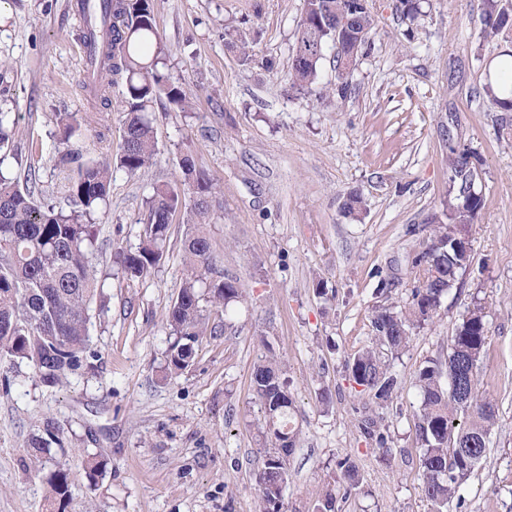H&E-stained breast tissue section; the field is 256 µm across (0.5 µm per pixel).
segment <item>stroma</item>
<instances>
[{"instance_id":"obj_1","label":"stroma","mask_w":512,"mask_h":512,"mask_svg":"<svg viewBox=\"0 0 512 512\" xmlns=\"http://www.w3.org/2000/svg\"><path fill=\"white\" fill-rule=\"evenodd\" d=\"M369 7L376 31L346 97L320 101L291 86L304 0H154L162 69L192 90V105L155 102L151 165L136 177L114 170L94 217L92 263L105 298L90 313L89 367L47 387L24 366L0 385V512H44L46 478L60 464L74 512H262L256 474L266 449L251 373L269 352L284 366L298 431L280 512H314L331 484L339 512H431L416 381L430 360L446 358L477 305L489 328L479 388L497 422L448 512H512V112L486 92L493 61L512 51V31L483 39L481 0H424L413 22L394 0ZM228 20L255 31L266 66L243 63L226 44ZM81 26L70 0H0V113L17 121L0 171L35 172L36 198L59 208L69 205L61 155L113 158L121 148L122 88L100 98L88 86ZM102 110L109 130L101 141L86 118ZM64 112L82 118L67 142ZM452 144L479 166L483 208L468 229L470 262L434 317L388 356L397 389L381 402L347 365L372 345L376 308L411 299V260L448 211ZM187 153L220 187L212 248L248 302L216 316L217 333L199 344L194 364L168 378L163 315L182 281L184 213L147 277L123 279L113 255L138 244L146 197L179 179ZM352 191L364 200L355 218L341 208ZM367 415L384 442L363 433ZM48 418L64 445L43 457L28 440ZM89 451L108 461L94 485ZM345 458L359 470L353 488L338 466Z\"/></svg>"}]
</instances>
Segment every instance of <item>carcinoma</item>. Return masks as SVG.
Returning <instances> with one entry per match:
<instances>
[{"mask_svg":"<svg viewBox=\"0 0 512 512\" xmlns=\"http://www.w3.org/2000/svg\"><path fill=\"white\" fill-rule=\"evenodd\" d=\"M343 0H305L291 64L292 87L318 98H344L348 85L319 86V67L328 48L347 55L363 49L375 31L370 11L356 17L342 12ZM109 35L99 48L100 87H123L122 149L112 162L85 161L79 151H70L62 161L75 165L68 182L71 208L55 209L34 199L35 179L20 183L0 171V365L18 372L25 365L34 377L54 387L76 373L86 362L90 305L102 294L91 273L89 258L97 251L92 215L106 203L112 183V166L135 176L151 162L156 142L149 112L162 96L184 109L189 106V88L169 82L158 68L164 47L158 40L153 0H107ZM484 37L494 38L512 27V11L498 0H485ZM224 36L239 49L244 62L254 61L248 33L237 26H224ZM496 104L512 111V88L505 91L488 83ZM183 184L153 188L146 201V215L139 243L120 248L114 263L129 280L142 279L158 267L170 238L173 216L189 207L187 230L182 241L185 274L179 293L165 312L164 320L174 336L166 351L165 376H177L193 363L196 346L210 327L211 313H223L229 305L247 302L237 280L216 271L208 220L216 198L213 179L191 155L180 160ZM448 169L454 178L466 179L468 162L458 147L448 145ZM479 199L465 203L458 196L448 207V222L434 225L430 243L412 260L420 271L412 299L397 311L390 304L376 311L372 325L377 346L354 357L348 370L355 383L375 399H391L396 381L382 360L379 347L399 352L410 341L412 330L430 319L441 299L466 267L448 247L449 228L472 224L481 210ZM480 308L467 312L452 336L445 360H433L418 375L421 403L417 435L421 442L422 491L435 507L446 512L463 482L486 455L487 437L496 421L493 403L479 395L477 369L468 370L465 386L455 384L458 366L478 362L488 336ZM448 377L443 386L442 377ZM252 385L264 415L261 434L274 451L267 455L257 476L261 500L279 512L288 483L286 456L295 447L290 426L293 401L280 362L273 356L256 363ZM466 421L457 423L458 414ZM63 431L47 419L28 441L41 454L62 447ZM107 460L87 454L86 475L97 484ZM50 487L46 512H66L70 503L68 474L58 467L47 478Z\"/></svg>","mask_w":512,"mask_h":512,"instance_id":"cac0c4a2","label":"carcinoma"}]
</instances>
